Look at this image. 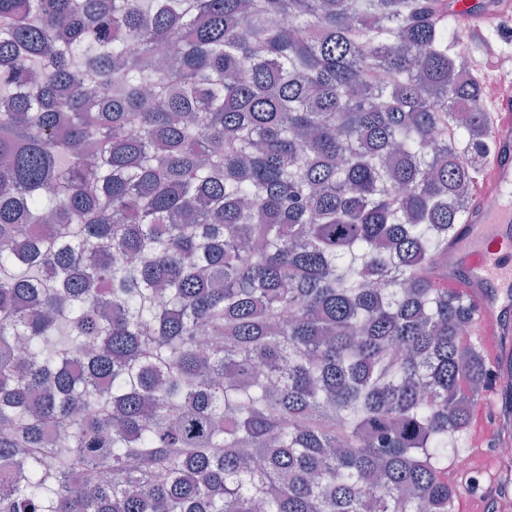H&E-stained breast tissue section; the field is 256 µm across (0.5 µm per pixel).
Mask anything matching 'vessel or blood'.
<instances>
[{"label": "vessel or blood", "instance_id": "vessel-or-blood-1", "mask_svg": "<svg viewBox=\"0 0 512 512\" xmlns=\"http://www.w3.org/2000/svg\"><path fill=\"white\" fill-rule=\"evenodd\" d=\"M455 9L469 30L496 27L512 19V0H498L492 9L475 13L473 0H458ZM487 58L496 60L498 74L486 102L494 115L496 147L486 156L475 182L466 221L449 247L458 260V274L449 276V288L477 295L478 332L498 329L512 334V98L501 95L505 80L512 79V56L485 43Z\"/></svg>", "mask_w": 512, "mask_h": 512}]
</instances>
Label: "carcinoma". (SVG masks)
Returning <instances> with one entry per match:
<instances>
[{
    "label": "carcinoma",
    "mask_w": 512,
    "mask_h": 512,
    "mask_svg": "<svg viewBox=\"0 0 512 512\" xmlns=\"http://www.w3.org/2000/svg\"><path fill=\"white\" fill-rule=\"evenodd\" d=\"M461 39L454 0H0V512H454Z\"/></svg>",
    "instance_id": "cac0c4a2"
}]
</instances>
